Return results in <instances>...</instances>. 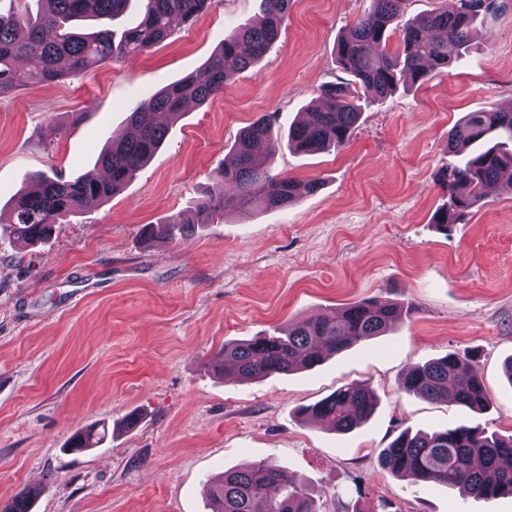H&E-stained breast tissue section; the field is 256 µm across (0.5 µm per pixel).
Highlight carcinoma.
<instances>
[{
	"instance_id": "1",
	"label": "carcinoma",
	"mask_w": 512,
	"mask_h": 512,
	"mask_svg": "<svg viewBox=\"0 0 512 512\" xmlns=\"http://www.w3.org/2000/svg\"><path fill=\"white\" fill-rule=\"evenodd\" d=\"M0 9V97L15 92L29 79L50 83L79 76L106 61L138 56L170 38L206 12L212 0H147L142 21L116 34L110 29L74 31L79 20L114 19L128 0H49L51 8L33 15L27 0H8ZM263 20L242 26L194 73L162 88L154 97L134 104L126 130L112 136L98 156L109 178L66 179L40 173L35 187L15 198L0 225L13 238L29 244L49 239L53 225L64 224L90 200L107 201L163 145L168 127L161 115H178L182 104H202L224 90L239 71L256 65L277 41L294 0H260ZM449 6L424 13L400 26L405 0H371L369 9L346 29L336 43V63L350 80L321 88L320 104L304 113L288 131V146L313 153L349 142L362 112L359 92L375 100L392 94L407 77L423 83L432 71L449 65L448 45L467 43L478 15L496 8L494 0H448ZM396 47L381 50L393 32ZM495 143L468 159L442 170L436 181L448 196L435 215L446 231L465 220L484 198L485 187L512 171V110L471 112L448 133V153L461 155L477 142ZM259 143L275 153L279 142L269 118L260 117L240 134L220 179L193 203L191 215L169 216L144 225L149 238L187 235L195 225L227 209L286 208L300 198L293 178L275 173L255 152ZM401 304L372 300L345 308L332 317L298 321L286 330L226 343L213 357L214 369L230 380H255L271 374L312 369L327 357L370 337L380 336L396 322ZM401 389L429 400L455 403L483 411L489 395L478 377L472 356L450 354L408 368ZM378 397L365 384L352 383L301 410V414L339 433H348L375 412ZM512 458V435L489 433L460 424L444 431H402L378 454L380 469L411 485L458 488L477 498L512 495V469L501 468ZM211 512H320L316 500L293 473L265 464L224 472L210 488ZM29 494L18 492L0 512H28Z\"/></svg>"
}]
</instances>
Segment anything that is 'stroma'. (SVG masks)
I'll return each mask as SVG.
<instances>
[{"mask_svg":"<svg viewBox=\"0 0 512 512\" xmlns=\"http://www.w3.org/2000/svg\"><path fill=\"white\" fill-rule=\"evenodd\" d=\"M496 3L467 44L449 47L448 69L361 99L344 147L278 150L275 172L320 182L287 209L230 210L185 238L141 234L187 212L243 127L270 114L287 132L322 85L341 80L337 39L370 0H295L268 54L169 120L163 146L119 194L56 225L47 244L0 236V507L29 489L30 512H210L208 484L264 462L301 478L321 512H512V497L409 486L377 462L407 428L512 435L502 370L512 356V191L489 187L465 223H434L449 131L467 113L512 105V0ZM261 16L260 0H214L142 55L0 97V209L36 174L100 173L97 157L131 105ZM51 124L61 133L50 142ZM375 298L412 311L314 369L240 382L211 367L224 344ZM451 353L474 355L486 411L400 389L408 367ZM351 383L380 399L353 431L301 415ZM99 422L100 446L67 451L75 431Z\"/></svg>","mask_w":512,"mask_h":512,"instance_id":"1","label":"stroma"}]
</instances>
